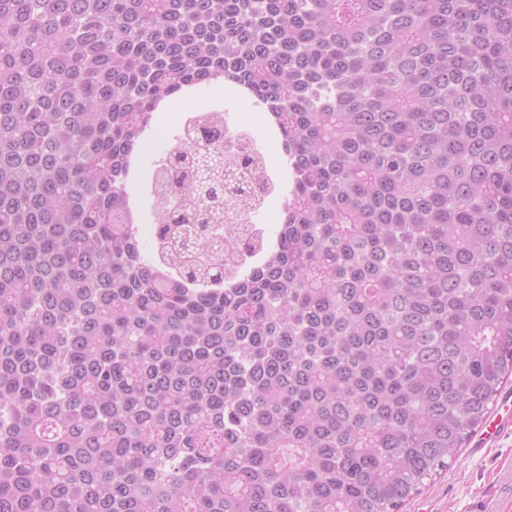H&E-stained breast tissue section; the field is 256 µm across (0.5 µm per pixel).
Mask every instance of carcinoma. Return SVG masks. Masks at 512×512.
I'll use <instances>...</instances> for the list:
<instances>
[{"mask_svg":"<svg viewBox=\"0 0 512 512\" xmlns=\"http://www.w3.org/2000/svg\"><path fill=\"white\" fill-rule=\"evenodd\" d=\"M266 106L254 149L161 102ZM512 378V0H0V512H400ZM218 105L221 110L228 113L231 121L244 119L249 124L250 134L263 147L271 160L270 175L274 177L276 170L282 175L287 170L282 149L278 143L269 135V128L263 119V112L255 106L249 98L239 97L228 93L222 86L204 85L196 88L195 99L190 104L182 100L178 107L170 109L174 113V119L167 123L162 134L148 141V149L139 158L140 172H144V180L140 185L142 193L148 195L147 187L150 177L155 169V162L165 154L174 144V137L178 134L179 128L183 125L184 119L189 110L196 107L205 108ZM273 193H271L268 196H265L266 203L261 208H259L255 213L252 214V219L253 221L256 222L254 226L256 230L263 236L265 235V229L259 224L267 225V233L271 235H276V232L279 228V224L281 221L282 206L284 204V201L288 197V190L283 192L276 191L273 197L269 199Z\"/></svg>","mask_w":512,"mask_h":512,"instance_id":"1","label":"carcinoma"}]
</instances>
